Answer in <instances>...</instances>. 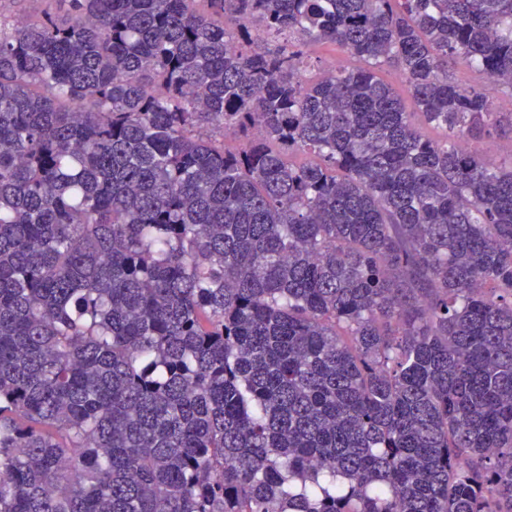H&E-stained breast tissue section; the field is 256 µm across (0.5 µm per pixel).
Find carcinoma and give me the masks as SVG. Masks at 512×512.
<instances>
[{"instance_id":"cac0c4a2","label":"carcinoma","mask_w":512,"mask_h":512,"mask_svg":"<svg viewBox=\"0 0 512 512\" xmlns=\"http://www.w3.org/2000/svg\"><path fill=\"white\" fill-rule=\"evenodd\" d=\"M45 3L0 19V512H512V157L448 75L512 91V0ZM312 51V66L310 71L305 74L308 79H316L320 74L328 69L336 68V62H340V67L355 69L360 66V62L346 53L338 46L331 44H314ZM449 74L454 81L462 87L482 86L486 89L487 94L492 97L493 101L500 104L499 112L501 114V122L503 132L484 140L486 151L491 152L493 158L499 163L508 156L512 147V106L508 108L502 103L510 100V93L507 88L489 83L483 75L471 68L467 64H458L450 68ZM511 112V114H510Z\"/></svg>"}]
</instances>
